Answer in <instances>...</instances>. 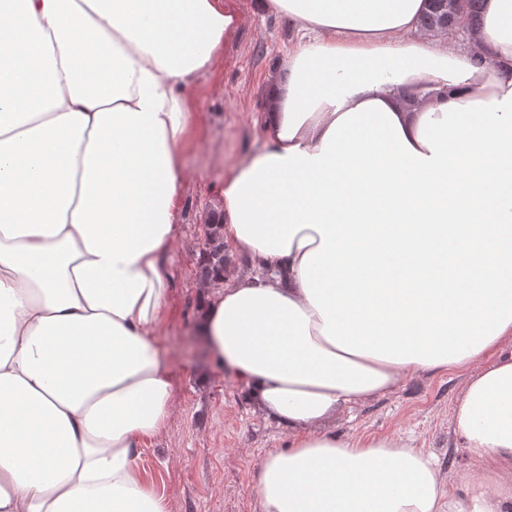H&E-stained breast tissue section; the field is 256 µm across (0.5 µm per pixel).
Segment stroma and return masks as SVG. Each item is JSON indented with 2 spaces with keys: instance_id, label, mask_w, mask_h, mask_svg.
Listing matches in <instances>:
<instances>
[{
  "instance_id": "1",
  "label": "stroma",
  "mask_w": 512,
  "mask_h": 512,
  "mask_svg": "<svg viewBox=\"0 0 512 512\" xmlns=\"http://www.w3.org/2000/svg\"><path fill=\"white\" fill-rule=\"evenodd\" d=\"M233 3L238 24L224 42L221 61L188 91L197 119L183 152L188 176L164 266L168 301L157 328L174 406L138 457L172 512H257L254 474L269 451L286 445L285 435L244 399L195 331L202 302L197 265L208 226L223 206L224 173L259 143L270 80L299 40L287 18L256 11L252 0ZM466 379L465 372L451 371L409 381L393 394L339 412L336 430L409 437L433 453L450 486H458L473 471L465 449L450 445L452 410Z\"/></svg>"
}]
</instances>
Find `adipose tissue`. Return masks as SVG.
Masks as SVG:
<instances>
[{
    "label": "adipose tissue",
    "mask_w": 512,
    "mask_h": 512,
    "mask_svg": "<svg viewBox=\"0 0 512 512\" xmlns=\"http://www.w3.org/2000/svg\"><path fill=\"white\" fill-rule=\"evenodd\" d=\"M302 40L261 146L224 176L247 276L197 333L285 433L258 512H512V0L470 47L425 0H257ZM224 0H0V512H170L138 450L173 409L155 331L196 116L237 26ZM468 371L432 453L328 421Z\"/></svg>",
    "instance_id": "obj_1"
}]
</instances>
